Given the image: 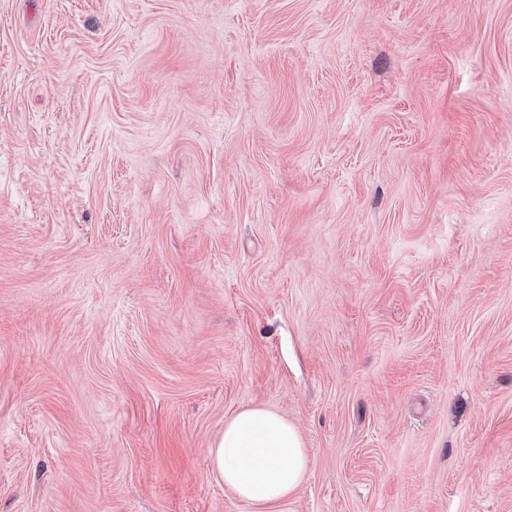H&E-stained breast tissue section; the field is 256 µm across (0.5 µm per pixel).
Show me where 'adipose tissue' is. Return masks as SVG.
Segmentation results:
<instances>
[{
    "label": "adipose tissue",
    "instance_id": "adipose-tissue-1",
    "mask_svg": "<svg viewBox=\"0 0 512 512\" xmlns=\"http://www.w3.org/2000/svg\"><path fill=\"white\" fill-rule=\"evenodd\" d=\"M214 471L242 500L263 507L286 500L309 459L297 427L270 409H241L209 450Z\"/></svg>",
    "mask_w": 512,
    "mask_h": 512
}]
</instances>
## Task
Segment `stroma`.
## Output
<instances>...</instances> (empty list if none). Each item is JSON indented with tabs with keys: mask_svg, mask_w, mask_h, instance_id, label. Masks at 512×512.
<instances>
[{
	"mask_svg": "<svg viewBox=\"0 0 512 512\" xmlns=\"http://www.w3.org/2000/svg\"><path fill=\"white\" fill-rule=\"evenodd\" d=\"M0 512H512V0H0ZM214 471L242 500L264 507L286 500L309 459L297 427L270 409H241L209 450Z\"/></svg>",
	"mask_w": 512,
	"mask_h": 512,
	"instance_id": "35a3bbf8",
	"label": "stroma"
}]
</instances>
